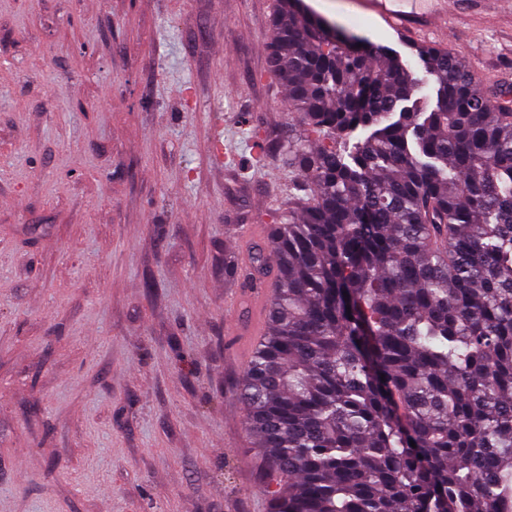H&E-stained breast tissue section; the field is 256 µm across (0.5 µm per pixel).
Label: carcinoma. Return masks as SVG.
Returning a JSON list of instances; mask_svg holds the SVG:
<instances>
[{"mask_svg":"<svg viewBox=\"0 0 512 512\" xmlns=\"http://www.w3.org/2000/svg\"><path fill=\"white\" fill-rule=\"evenodd\" d=\"M304 182L239 385L269 512H512V109L277 0Z\"/></svg>","mask_w":512,"mask_h":512,"instance_id":"carcinoma-1","label":"carcinoma"}]
</instances>
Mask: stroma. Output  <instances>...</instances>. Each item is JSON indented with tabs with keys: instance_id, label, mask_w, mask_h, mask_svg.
Segmentation results:
<instances>
[{
	"instance_id": "stroma-1",
	"label": "stroma",
	"mask_w": 512,
	"mask_h": 512,
	"mask_svg": "<svg viewBox=\"0 0 512 512\" xmlns=\"http://www.w3.org/2000/svg\"><path fill=\"white\" fill-rule=\"evenodd\" d=\"M275 0H0V512H268L245 275L303 177ZM331 25L415 47L359 0ZM430 46L512 85V9Z\"/></svg>"
}]
</instances>
